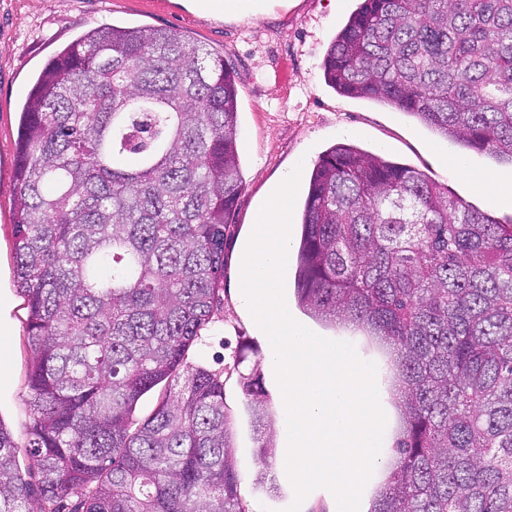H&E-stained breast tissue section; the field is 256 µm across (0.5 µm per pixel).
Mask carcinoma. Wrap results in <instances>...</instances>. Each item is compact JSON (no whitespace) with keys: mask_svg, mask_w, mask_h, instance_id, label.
Masks as SVG:
<instances>
[{"mask_svg":"<svg viewBox=\"0 0 512 512\" xmlns=\"http://www.w3.org/2000/svg\"><path fill=\"white\" fill-rule=\"evenodd\" d=\"M323 67L333 89L512 164V0H361ZM237 115L224 59L170 28H94L36 77L13 250L38 482L0 422V512L70 496L74 512H245L222 374H180L224 281ZM301 224L299 303L392 353L403 425L369 512H512V224L344 144L313 168ZM241 384L264 450L266 393Z\"/></svg>","mask_w":512,"mask_h":512,"instance_id":"obj_1","label":"carcinoma"}]
</instances>
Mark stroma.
Returning a JSON list of instances; mask_svg holds the SVG:
<instances>
[{
    "instance_id": "1",
    "label": "stroma",
    "mask_w": 512,
    "mask_h": 512,
    "mask_svg": "<svg viewBox=\"0 0 512 512\" xmlns=\"http://www.w3.org/2000/svg\"><path fill=\"white\" fill-rule=\"evenodd\" d=\"M360 0H0V422L18 445L27 442L30 421L27 384V309L13 282L12 178L19 110L43 66L79 34L109 24L176 29L223 57L238 87L239 154L244 187L224 241V282L204 331L203 344L187 355L188 365L222 369L243 351L240 373L259 370L267 340L240 302L241 259L268 190L295 165L311 170L336 143L385 153L447 186L451 196L497 219L512 218L502 206L473 191L451 157L464 155L473 169L512 176V165L490 154L441 140L400 110L373 100L343 96L327 86L322 63L327 49ZM294 264L284 276L285 302L292 317L322 337L353 344L357 355L374 362L380 404L387 423L379 457L360 508L370 503L393 462V441L401 414L395 396L389 349L357 327L330 325L312 318L294 290ZM239 375L224 378L231 419V454L242 477L245 512H285L294 500L286 480L270 475L258 453L250 402Z\"/></svg>"
}]
</instances>
